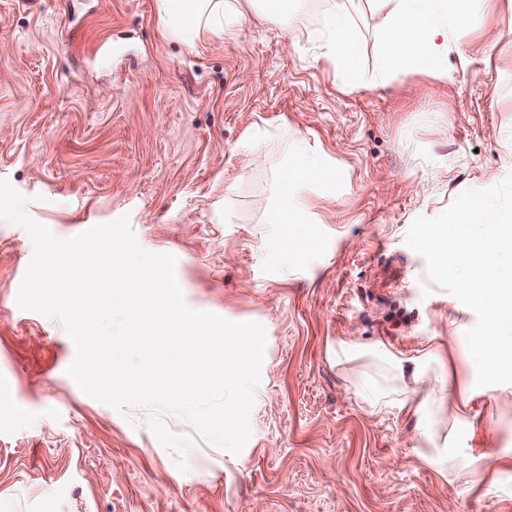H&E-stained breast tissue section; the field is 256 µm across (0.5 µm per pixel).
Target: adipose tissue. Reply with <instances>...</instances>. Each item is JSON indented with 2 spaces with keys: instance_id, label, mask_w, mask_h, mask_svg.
Instances as JSON below:
<instances>
[{
  "instance_id": "obj_1",
  "label": "adipose tissue",
  "mask_w": 512,
  "mask_h": 512,
  "mask_svg": "<svg viewBox=\"0 0 512 512\" xmlns=\"http://www.w3.org/2000/svg\"><path fill=\"white\" fill-rule=\"evenodd\" d=\"M160 27L166 37L193 44L223 35L238 20V12L229 11L227 0H159ZM487 0H372L383 14L385 27L379 44L380 73L419 72L443 79L450 78L448 49L463 23L475 21ZM332 57L344 74L355 76L359 54L355 33L344 6H337L326 18ZM316 164L302 152L291 155L283 182L287 192L273 221L298 224L305 210L304 200L293 193ZM381 384L366 391V401L374 407L423 415L427 407L449 420L459 415L458 404L447 397L430 395L428 386L433 359L423 353L406 358L390 349L379 353Z\"/></svg>"
}]
</instances>
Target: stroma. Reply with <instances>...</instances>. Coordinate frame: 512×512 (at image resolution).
I'll return each mask as SVG.
<instances>
[{"instance_id":"35a3bbf8","label":"stroma","mask_w":512,"mask_h":512,"mask_svg":"<svg viewBox=\"0 0 512 512\" xmlns=\"http://www.w3.org/2000/svg\"><path fill=\"white\" fill-rule=\"evenodd\" d=\"M332 0H289L277 18L247 0L224 36H164L159 0H0V179L60 239L129 216L138 243L177 259L186 304L266 332L251 436L220 449L187 419L180 471L147 421L81 391L63 323L20 309L34 253L0 219V512H512V384L477 387L469 308L437 289L405 243L469 188L512 172V0L462 29L452 77L379 79L385 27L346 0L361 68L325 56ZM503 32L499 42L484 31ZM300 139L323 168L297 193L301 224H275L283 158ZM311 245L295 253L288 237ZM344 340L448 365L467 406L455 424L370 408L365 360ZM451 430L443 465L420 453Z\"/></svg>"}]
</instances>
